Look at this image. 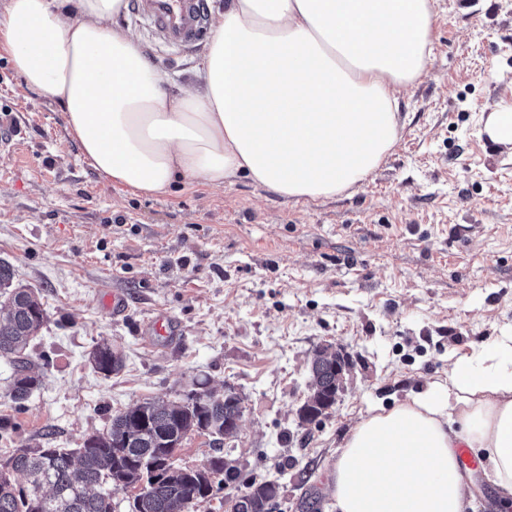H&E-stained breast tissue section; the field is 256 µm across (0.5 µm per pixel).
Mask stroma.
I'll return each instance as SVG.
<instances>
[{"label":"stroma","instance_id":"obj_1","mask_svg":"<svg viewBox=\"0 0 512 512\" xmlns=\"http://www.w3.org/2000/svg\"><path fill=\"white\" fill-rule=\"evenodd\" d=\"M117 23L171 94L196 84L200 55L131 12ZM511 106L512 0H436L429 74L402 91L398 141L353 195L288 199L242 176L145 196L91 165L60 104L27 89L0 49V118L22 128L0 151V259L47 315L28 348L41 386L24 406L0 358V458L79 447L197 381L230 386L237 438L219 447L192 433L174 454L190 468L220 454L239 470L198 512H225L255 479L280 484L272 512H330L332 465L359 420L512 332V144L485 132ZM112 290L127 299L118 316L100 303ZM157 316L173 335L147 338ZM104 341L124 360L108 376L90 361ZM330 343L353 369L328 414L300 424L312 356Z\"/></svg>","mask_w":512,"mask_h":512}]
</instances>
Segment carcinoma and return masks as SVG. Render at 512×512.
I'll list each match as a JSON object with an SVG mask.
<instances>
[{"label": "carcinoma", "mask_w": 512, "mask_h": 512, "mask_svg": "<svg viewBox=\"0 0 512 512\" xmlns=\"http://www.w3.org/2000/svg\"><path fill=\"white\" fill-rule=\"evenodd\" d=\"M9 263L0 260V357L16 369L8 396L17 405L31 397L40 376L27 362V350L38 336L46 312L31 288L13 285ZM94 367L112 374L123 367L121 354L107 343L90 353ZM311 384L326 395L333 391L334 362L316 351ZM239 412L237 401L216 397L198 384L178 400H146L112 417L104 432L83 439L78 448H21L0 459V512H115L112 493L141 486L130 512H191L207 500L214 486L239 479V472L214 456L199 469L175 464L173 453L192 431L218 441L230 439L226 423ZM24 478L16 481L15 476ZM280 487L271 482L246 485L239 512H271Z\"/></svg>", "instance_id": "carcinoma-1"}]
</instances>
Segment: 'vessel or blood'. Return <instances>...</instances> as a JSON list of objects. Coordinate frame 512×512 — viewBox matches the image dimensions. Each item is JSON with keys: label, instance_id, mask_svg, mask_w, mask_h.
<instances>
[{"label": "vessel or blood", "instance_id": "vessel-or-blood-1", "mask_svg": "<svg viewBox=\"0 0 512 512\" xmlns=\"http://www.w3.org/2000/svg\"><path fill=\"white\" fill-rule=\"evenodd\" d=\"M133 14L150 22L156 36L183 51L206 40L209 29L207 0H131Z\"/></svg>", "mask_w": 512, "mask_h": 512}]
</instances>
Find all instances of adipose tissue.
I'll list each match as a JSON object with an SVG mask.
<instances>
[{
    "mask_svg": "<svg viewBox=\"0 0 512 512\" xmlns=\"http://www.w3.org/2000/svg\"><path fill=\"white\" fill-rule=\"evenodd\" d=\"M127 0H8L0 48L62 105L99 172L133 192L246 176L288 199L355 188L395 145L403 87L427 76L434 0H225L177 96L130 30ZM512 512V335L447 381L356 423L332 469L335 512H470L458 446Z\"/></svg>",
    "mask_w": 512,
    "mask_h": 512,
    "instance_id": "adipose-tissue-1",
    "label": "adipose tissue"
}]
</instances>
